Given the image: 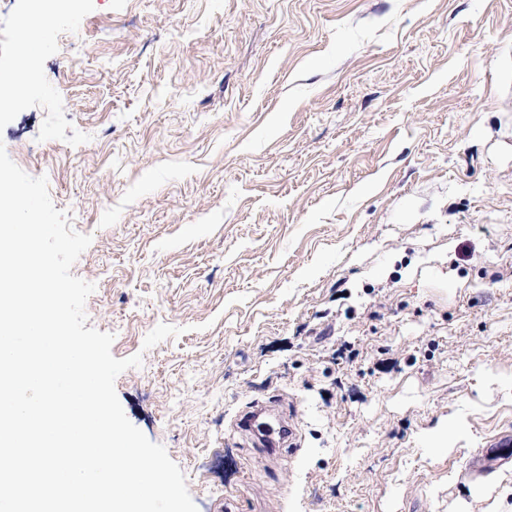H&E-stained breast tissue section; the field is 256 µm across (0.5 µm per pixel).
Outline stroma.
<instances>
[{"mask_svg": "<svg viewBox=\"0 0 512 512\" xmlns=\"http://www.w3.org/2000/svg\"><path fill=\"white\" fill-rule=\"evenodd\" d=\"M0 0L12 161L197 512H512V0ZM276 399L278 459L236 414ZM464 431L431 456L448 415ZM488 447L489 448H483L473 461L474 467L477 470H494L512 460L511 441L502 442L497 440Z\"/></svg>", "mask_w": 512, "mask_h": 512, "instance_id": "35a3bbf8", "label": "stroma"}]
</instances>
